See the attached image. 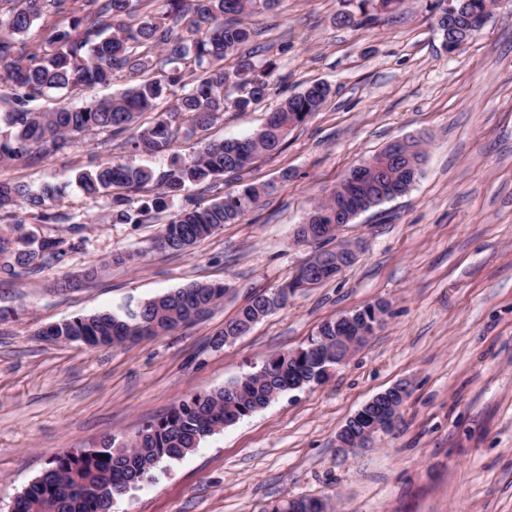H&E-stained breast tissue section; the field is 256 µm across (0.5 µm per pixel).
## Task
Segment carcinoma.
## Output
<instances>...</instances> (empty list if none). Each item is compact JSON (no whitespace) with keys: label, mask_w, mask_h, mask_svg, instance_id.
<instances>
[{"label":"carcinoma","mask_w":512,"mask_h":512,"mask_svg":"<svg viewBox=\"0 0 512 512\" xmlns=\"http://www.w3.org/2000/svg\"><path fill=\"white\" fill-rule=\"evenodd\" d=\"M153 0H0V80L10 91L0 99L7 110L0 116V163L33 158L36 153L61 152L78 144L90 131L112 140L123 139L131 156L165 154L182 125L192 134L206 131L232 107L245 112L270 94L278 65L258 66L241 54L252 40L245 18L257 10H272L279 0H165V9L151 12ZM41 22L40 42L22 51L20 37ZM238 55L235 66L224 59ZM124 74L137 76L122 92L81 107L61 105L48 111L38 101L50 90L109 86ZM332 89L315 83L289 95L271 111L253 136L209 142L189 158L174 154L170 167L156 171L135 167L125 159L97 164L78 173L82 191L110 197L112 222L146 224L171 208L181 196L185 203L170 215L153 239L157 251H183L226 224H236L274 190L270 184H245L224 196L203 201L182 195L190 186L207 187L229 174L241 178L258 158L282 150L290 130L319 111ZM157 113L149 127L135 133L138 118ZM425 158L423 140L410 138L394 154L382 150L365 161L357 177L347 172L331 194L314 203L296 231V238L325 244L335 236L325 227L345 212H366L408 192ZM152 186L150 199L135 206L133 194ZM51 185L39 191L13 181H0V221L8 224H72L75 216L56 212L49 202ZM73 244L61 237L34 239L0 233V279L35 276L51 261L61 259ZM336 276V269H312L304 264L293 282L316 286ZM291 284L275 292H258L224 323L220 335L243 336L271 312L288 302ZM230 285L196 282L165 293L123 315L99 312L48 325L40 336H99L110 346L140 344L167 335L182 325L206 319L224 300ZM336 321L323 323L311 338L309 354H278L261 369L223 388L198 394L145 422L127 439L135 453L118 455L108 437L101 448L80 455L59 453L51 466L14 503L13 512H110L114 497L127 486L152 479L163 459H180L225 426L264 408L274 398L301 383L321 380L335 365ZM314 499L270 502L262 512H325Z\"/></svg>","instance_id":"1"}]
</instances>
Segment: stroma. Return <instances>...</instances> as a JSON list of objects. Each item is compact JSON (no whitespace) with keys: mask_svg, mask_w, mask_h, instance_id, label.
<instances>
[{"mask_svg":"<svg viewBox=\"0 0 512 512\" xmlns=\"http://www.w3.org/2000/svg\"><path fill=\"white\" fill-rule=\"evenodd\" d=\"M433 2L403 0L380 13L360 10V0H280L250 17L254 60H277L279 82L254 110H226L203 136H178L175 154L254 133L308 84L333 93L281 153L255 163L250 181L276 191L189 250H151L160 222L113 223L108 197L76 188V172L124 156L105 135L0 166V180L63 186L58 209L82 221L76 232L22 225L73 248L38 275L0 283V512L58 453L132 435L377 301L388 305L384 324L324 381L162 460L153 481L116 497L112 512H261L282 497L318 498L335 512H512V0H497L486 26L452 52ZM343 13L353 22H340ZM410 136L427 152L409 192L338 233L358 245L356 262L290 296L247 335L218 341L253 293L275 291L309 260L312 248L294 234L313 203L349 168ZM121 253L128 261L116 262ZM90 269L91 281L62 289ZM224 280L231 289L207 320L147 342L91 350L39 336L53 323ZM404 380L412 392L397 428L340 452L346 421Z\"/></svg>","mask_w":512,"mask_h":512,"instance_id":"1","label":"stroma"}]
</instances>
